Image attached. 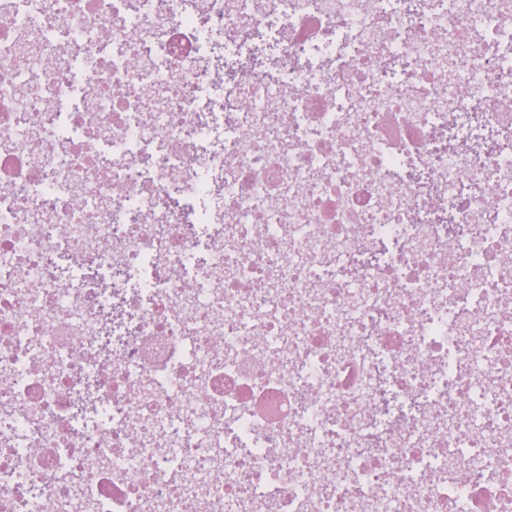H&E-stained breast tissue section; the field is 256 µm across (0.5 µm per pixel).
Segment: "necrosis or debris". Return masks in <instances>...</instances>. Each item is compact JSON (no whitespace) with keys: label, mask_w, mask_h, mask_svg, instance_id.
<instances>
[{"label":"necrosis or debris","mask_w":512,"mask_h":512,"mask_svg":"<svg viewBox=\"0 0 512 512\" xmlns=\"http://www.w3.org/2000/svg\"><path fill=\"white\" fill-rule=\"evenodd\" d=\"M381 3L0 12V512H505L512 0ZM275 28V75L232 66L224 152L202 151L210 40L242 55ZM46 104L72 134L16 139ZM218 180L203 247L187 227L211 215L169 206ZM60 255L147 265L111 352L93 284L49 274ZM382 360L431 412L376 433ZM90 373L104 427L73 418Z\"/></svg>","instance_id":"obj_1"}]
</instances>
